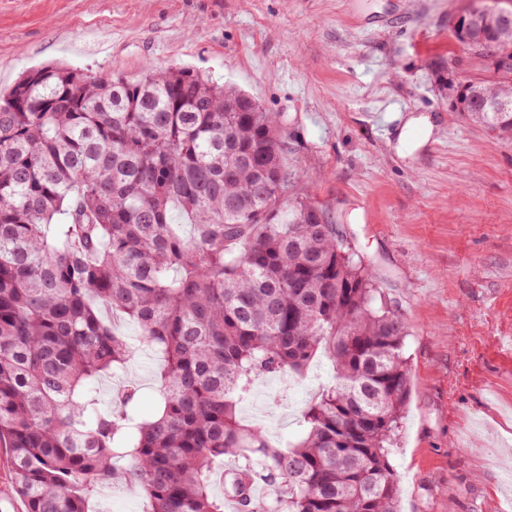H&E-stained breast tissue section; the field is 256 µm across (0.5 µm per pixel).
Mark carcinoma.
<instances>
[{"instance_id": "carcinoma-1", "label": "carcinoma", "mask_w": 512, "mask_h": 512, "mask_svg": "<svg viewBox=\"0 0 512 512\" xmlns=\"http://www.w3.org/2000/svg\"><path fill=\"white\" fill-rule=\"evenodd\" d=\"M479 33L476 56L512 49L493 16ZM433 66L456 111L512 132L481 106L512 100V78L462 97ZM294 179L281 114L189 69L47 66L0 96V447L27 512H101L117 488L138 512H400L406 324ZM144 347L162 359L154 414L129 411L133 379L102 407ZM317 357L334 381L298 442L241 421L259 377Z\"/></svg>"}]
</instances>
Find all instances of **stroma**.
I'll return each mask as SVG.
<instances>
[{"label":"stroma","instance_id":"1","mask_svg":"<svg viewBox=\"0 0 512 512\" xmlns=\"http://www.w3.org/2000/svg\"><path fill=\"white\" fill-rule=\"evenodd\" d=\"M493 0H0V89L48 63L141 78L184 67L285 116L297 193L343 225L357 258L405 318L410 393L390 455L403 512H512V139L453 111L432 72L484 77L450 19ZM430 139L397 149L400 124ZM157 357L138 351L103 401L138 381L154 409ZM328 362L259 379L244 423L303 434L301 412Z\"/></svg>","mask_w":512,"mask_h":512}]
</instances>
